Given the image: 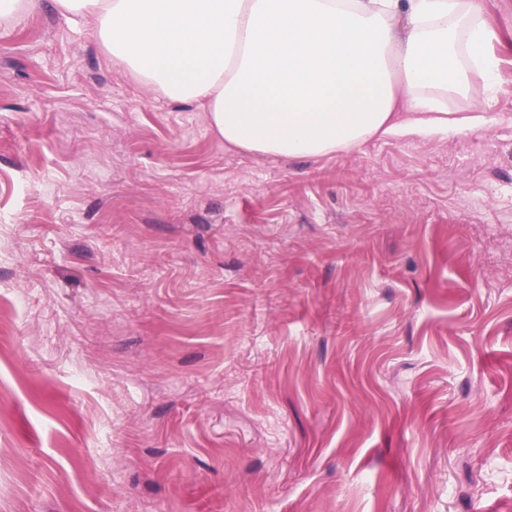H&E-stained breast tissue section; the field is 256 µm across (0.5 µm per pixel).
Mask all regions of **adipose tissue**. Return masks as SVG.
<instances>
[{"label":"adipose tissue","instance_id":"ef3b65f1","mask_svg":"<svg viewBox=\"0 0 512 512\" xmlns=\"http://www.w3.org/2000/svg\"><path fill=\"white\" fill-rule=\"evenodd\" d=\"M148 89L199 104L226 145L316 157L484 126L448 111L497 34L472 0H53Z\"/></svg>","mask_w":512,"mask_h":512}]
</instances>
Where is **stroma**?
Returning a JSON list of instances; mask_svg holds the SVG:
<instances>
[{
  "label": "stroma",
  "instance_id": "1",
  "mask_svg": "<svg viewBox=\"0 0 512 512\" xmlns=\"http://www.w3.org/2000/svg\"><path fill=\"white\" fill-rule=\"evenodd\" d=\"M486 125L228 149L52 5L0 23V512H512V0Z\"/></svg>",
  "mask_w": 512,
  "mask_h": 512
}]
</instances>
